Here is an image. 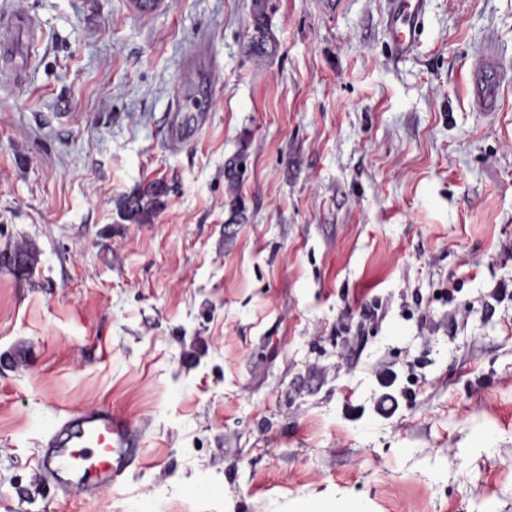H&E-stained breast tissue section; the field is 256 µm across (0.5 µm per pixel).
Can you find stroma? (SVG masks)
<instances>
[{
  "mask_svg": "<svg viewBox=\"0 0 512 512\" xmlns=\"http://www.w3.org/2000/svg\"><path fill=\"white\" fill-rule=\"evenodd\" d=\"M424 2L398 57L386 0H269L258 63L252 0H0V512H512V0ZM88 406L141 430L91 499L34 475ZM268 0H252L248 40L244 45L247 57L263 62L275 55L279 47L271 25ZM472 69L477 74L476 87L481 111L493 112L495 109L493 84L498 77V65L494 58L479 56L474 59ZM245 156V151L242 150L224 162V181L230 193V199L226 202L230 214L228 221L232 224H243L248 220L245 202L238 192L244 173L240 167H243ZM164 192L160 183H153L144 189L119 195L114 200L119 218L137 224L146 223L159 208Z\"/></svg>",
  "mask_w": 512,
  "mask_h": 512,
  "instance_id": "stroma-1",
  "label": "stroma"
}]
</instances>
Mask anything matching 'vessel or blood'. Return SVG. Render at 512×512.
Masks as SVG:
<instances>
[{"instance_id":"b4317fda","label":"vessel or blood","mask_w":512,"mask_h":512,"mask_svg":"<svg viewBox=\"0 0 512 512\" xmlns=\"http://www.w3.org/2000/svg\"><path fill=\"white\" fill-rule=\"evenodd\" d=\"M388 24L398 54L413 50L424 16V0H389ZM480 108L495 109V59H474ZM139 429L112 410L90 406L64 416L50 434L36 465V475L52 479L67 492L90 496L120 483L137 458Z\"/></svg>"}]
</instances>
